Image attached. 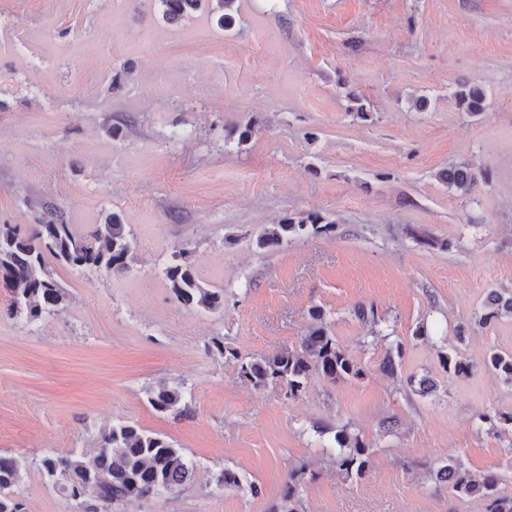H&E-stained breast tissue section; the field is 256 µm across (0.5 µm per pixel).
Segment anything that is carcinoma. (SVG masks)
<instances>
[{"label": "carcinoma", "mask_w": 512, "mask_h": 512, "mask_svg": "<svg viewBox=\"0 0 512 512\" xmlns=\"http://www.w3.org/2000/svg\"><path fill=\"white\" fill-rule=\"evenodd\" d=\"M236 0H160L165 14L178 17L189 9L211 7L219 13L218 22L229 25L233 20ZM457 105L472 115L484 111L485 94L478 87L456 93ZM448 186L469 193L472 174L466 166L448 171ZM40 223L34 232L21 233L17 226L0 225V288L8 292L9 317L36 326L55 314L66 297L65 290L54 278L46 256L77 271L124 272L135 261L132 233L128 225L114 214L95 226L88 234H81L67 221L62 207L52 200L39 203ZM335 229V222L317 213L300 219L288 217L281 224L267 227L259 239L262 246H280L288 238L300 235H318ZM172 298L188 307L213 311L223 304L218 291L203 287L185 253L173 256L164 270ZM503 312L512 313V291L490 293L481 321L489 324ZM354 316L368 327L371 338L380 336L383 319L374 307L363 302L353 308ZM311 324L298 346L286 348L272 355L241 357L239 373L256 388L275 385L285 391L289 399L298 398L307 388L310 378L317 374L336 383L363 376L350 351L337 343L326 321L325 312L318 306L309 309ZM402 349L387 352L379 369L388 376H398V360ZM445 371L454 376H466L474 368L473 362L454 349L441 356ZM484 364L496 371L505 382L512 383V353L494 351ZM148 402L158 412L176 411L189 415L191 403L186 401L180 387L165 383L148 391ZM482 423L497 433L505 426L512 427V412L494 410L479 414ZM320 438L328 437L325 446L341 474L350 479L363 477L371 468L372 453L359 434L350 425L312 426ZM29 461L23 456L0 454V512H22L15 497V488ZM44 478L57 470V479L51 485L64 499L68 512H112V506L129 500H152L165 494H174L189 482L196 471L195 463L184 449L165 437L137 425L120 422L102 430L95 446L66 456L46 455L38 463ZM308 465L302 463L291 470L280 498L269 512H307L303 491ZM429 474L439 482L448 483L457 496H477L487 502L488 512H512V496L498 492L501 477L494 472L479 476L450 461L437 468L429 467Z\"/></svg>", "instance_id": "cac0c4a2"}]
</instances>
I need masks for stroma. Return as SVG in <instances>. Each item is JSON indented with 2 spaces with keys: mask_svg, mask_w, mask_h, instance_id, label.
I'll use <instances>...</instances> for the list:
<instances>
[{
  "mask_svg": "<svg viewBox=\"0 0 512 512\" xmlns=\"http://www.w3.org/2000/svg\"><path fill=\"white\" fill-rule=\"evenodd\" d=\"M233 15L227 29L201 10L168 20L160 0H0V224L30 232L49 198L82 233L118 214L136 248L123 273L53 264L68 297L33 327L5 314L0 288V454L64 456L126 422L197 469L177 494L116 512H268L303 462L319 474L307 512H485L427 469L494 471L512 496V431L477 420L512 411V386L483 364L512 351V316L480 322L487 293L512 290V0H237ZM464 85L485 112L459 109ZM460 165L471 193L443 179ZM308 213L335 231L259 246ZM183 251L221 308L173 300L163 269ZM360 302L386 319L368 346ZM315 305L361 378L314 376L290 399L239 375L237 357L298 346ZM398 342L392 378L378 365ZM455 348L471 374L444 371ZM411 375L436 395L410 392ZM162 381L182 385L190 415L150 406ZM342 423L372 450L357 480L311 430ZM224 468L242 486L218 494ZM16 495L25 512H66L37 469Z\"/></svg>",
  "mask_w": 512,
  "mask_h": 512,
  "instance_id": "1",
  "label": "stroma"
}]
</instances>
